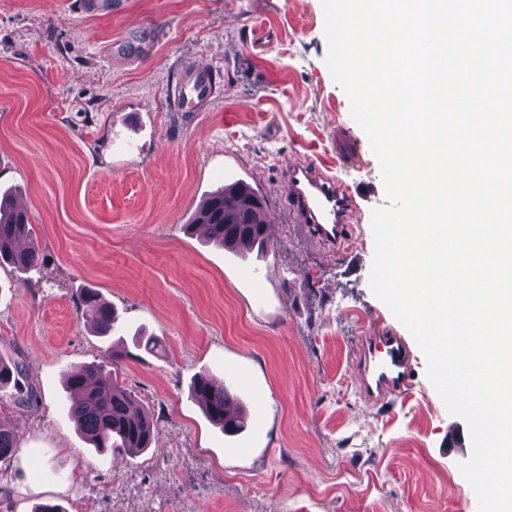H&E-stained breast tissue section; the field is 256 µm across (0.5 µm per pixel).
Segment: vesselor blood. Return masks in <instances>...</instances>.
Listing matches in <instances>:
<instances>
[{
  "label": "vessel or blood",
  "mask_w": 512,
  "mask_h": 512,
  "mask_svg": "<svg viewBox=\"0 0 512 512\" xmlns=\"http://www.w3.org/2000/svg\"><path fill=\"white\" fill-rule=\"evenodd\" d=\"M215 79L205 67L189 69L175 96L185 111H203L213 96ZM288 201L297 223L336 249H349L355 237L356 209L351 190L316 167L291 163L285 169ZM413 353L405 337L385 330L370 337L359 363L365 396L384 401L408 391L415 379Z\"/></svg>",
  "instance_id": "1"
}]
</instances>
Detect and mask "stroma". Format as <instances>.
I'll list each match as a JSON object with an SVG mask.
<instances>
[{
	"instance_id": "35a3bbf8",
	"label": "stroma",
	"mask_w": 512,
	"mask_h": 512,
	"mask_svg": "<svg viewBox=\"0 0 512 512\" xmlns=\"http://www.w3.org/2000/svg\"><path fill=\"white\" fill-rule=\"evenodd\" d=\"M324 26L321 0H103L86 16L67 0H0V194L26 208L40 250L29 272L0 266V360L22 365L0 389L19 435L0 460V512H473L467 428L423 352L390 402L354 380L366 336L405 328L370 288L371 212L387 197ZM195 64L216 92L183 112L171 90ZM298 161L363 189L354 251L295 222L284 167ZM228 179L263 199L265 250L233 254L189 229ZM85 287L116 310L113 336L80 317ZM90 363L151 414V448L100 452L79 433L65 373ZM205 371L228 387L246 376L243 431L224 434L192 398ZM30 386L36 406L17 408Z\"/></svg>"
}]
</instances>
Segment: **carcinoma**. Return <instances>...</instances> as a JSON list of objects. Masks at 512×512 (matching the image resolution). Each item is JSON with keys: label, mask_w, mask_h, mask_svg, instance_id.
Instances as JSON below:
<instances>
[{"label": "carcinoma", "mask_w": 512, "mask_h": 512, "mask_svg": "<svg viewBox=\"0 0 512 512\" xmlns=\"http://www.w3.org/2000/svg\"><path fill=\"white\" fill-rule=\"evenodd\" d=\"M252 192L224 187L211 194L198 207L193 224L206 227V236L224 249L247 253L266 245L263 203L247 204ZM28 217L17 213L7 200H0V263L27 271L37 266L40 255L34 244L21 249L18 242L28 237ZM81 315L101 336L114 330L112 307L102 303L96 289L82 288L79 294ZM66 387L72 404L70 413L78 429L97 449L123 448L139 451L151 446L155 430L149 414L133 410V396L116 384L101 364H88L66 374ZM191 391L206 417L226 434L245 428L246 416L237 398L224 383L207 374L199 375ZM14 427L0 418V459L17 449Z\"/></svg>", "instance_id": "cac0c4a2"}]
</instances>
